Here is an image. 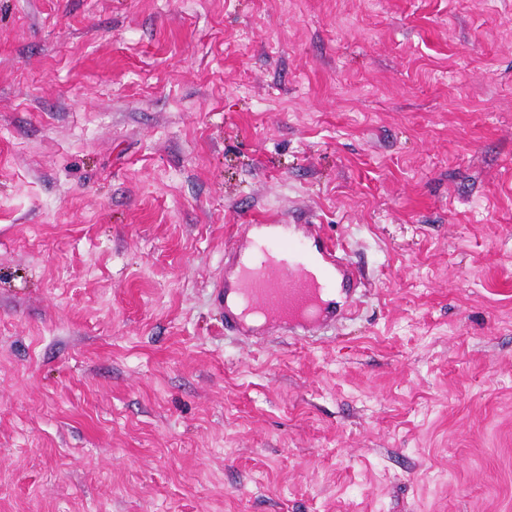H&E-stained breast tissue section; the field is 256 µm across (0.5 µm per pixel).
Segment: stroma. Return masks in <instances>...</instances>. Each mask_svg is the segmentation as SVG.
<instances>
[{"instance_id":"stroma-1","label":"stroma","mask_w":512,"mask_h":512,"mask_svg":"<svg viewBox=\"0 0 512 512\" xmlns=\"http://www.w3.org/2000/svg\"><path fill=\"white\" fill-rule=\"evenodd\" d=\"M291 217L359 315L226 336ZM0 512H512V0H0Z\"/></svg>"}]
</instances>
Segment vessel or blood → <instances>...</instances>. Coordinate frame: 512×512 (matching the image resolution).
<instances>
[{
	"label": "vessel or blood",
	"instance_id": "vessel-or-blood-1",
	"mask_svg": "<svg viewBox=\"0 0 512 512\" xmlns=\"http://www.w3.org/2000/svg\"><path fill=\"white\" fill-rule=\"evenodd\" d=\"M366 283L334 244L310 224H248L224 255L214 303L237 336L274 331L309 339L352 315Z\"/></svg>",
	"mask_w": 512,
	"mask_h": 512
}]
</instances>
